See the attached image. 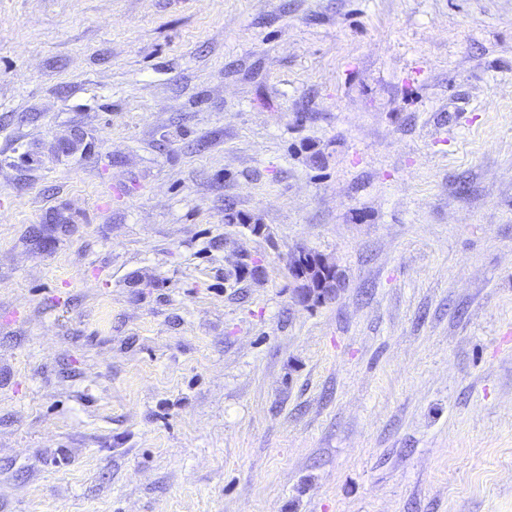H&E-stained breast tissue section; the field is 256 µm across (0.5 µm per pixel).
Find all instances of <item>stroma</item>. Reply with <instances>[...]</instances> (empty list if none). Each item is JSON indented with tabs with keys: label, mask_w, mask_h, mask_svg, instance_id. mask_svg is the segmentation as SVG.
<instances>
[{
	"label": "stroma",
	"mask_w": 512,
	"mask_h": 512,
	"mask_svg": "<svg viewBox=\"0 0 512 512\" xmlns=\"http://www.w3.org/2000/svg\"><path fill=\"white\" fill-rule=\"evenodd\" d=\"M0 512H512V0H0ZM289 269L292 277L297 282L296 300L298 303L303 305H309L310 303H320L325 301L324 290L328 289V285L334 284L333 289H337V295L343 290L344 287L336 288V280L333 281L331 278L325 280L322 276L318 281H313L310 276L302 273V271L296 266Z\"/></svg>",
	"instance_id": "1"
}]
</instances>
